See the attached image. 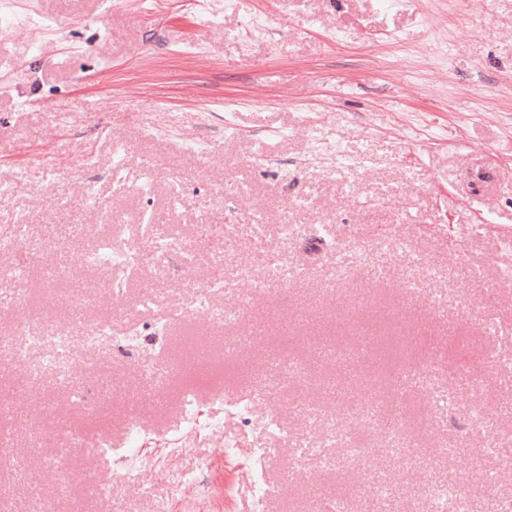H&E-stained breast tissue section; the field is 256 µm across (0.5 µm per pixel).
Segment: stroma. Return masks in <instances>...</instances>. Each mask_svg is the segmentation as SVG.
<instances>
[{
	"mask_svg": "<svg viewBox=\"0 0 512 512\" xmlns=\"http://www.w3.org/2000/svg\"><path fill=\"white\" fill-rule=\"evenodd\" d=\"M53 30L0 45V228L25 221L20 277L0 282V339L49 310L101 323L70 393L28 389L0 355V512H159L165 498L250 512L252 448L268 512H316L386 466L399 512L419 486L478 467L512 434V0H37ZM267 20L264 38L245 21ZM199 245L114 291L84 264L97 204ZM224 285L208 288L216 273ZM156 305L143 310L142 291ZM192 312H185L186 304ZM370 337L356 364L338 352ZM301 366L288 378L285 355ZM261 391L250 420L225 393ZM194 392L200 420L177 432ZM277 415L286 438L266 440ZM144 463L102 467L129 424ZM369 444L366 472L300 464L327 425ZM234 439L236 454L224 453ZM458 450L448 458L445 447Z\"/></svg>",
	"mask_w": 512,
	"mask_h": 512,
	"instance_id": "1",
	"label": "stroma"
}]
</instances>
